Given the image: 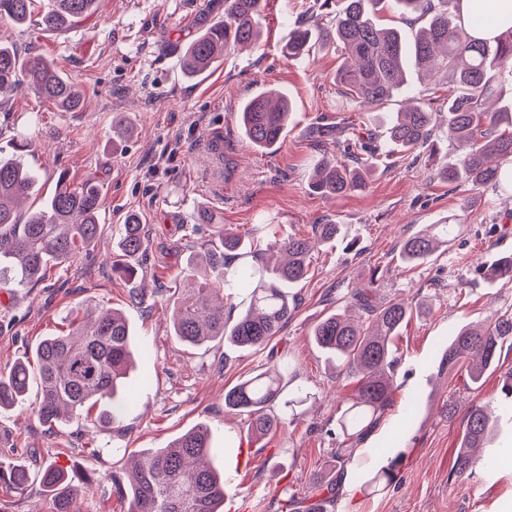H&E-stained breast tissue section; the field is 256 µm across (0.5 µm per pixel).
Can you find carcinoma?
Returning <instances> with one entry per match:
<instances>
[{"label":"carcinoma","instance_id":"cac0c4a2","mask_svg":"<svg viewBox=\"0 0 512 512\" xmlns=\"http://www.w3.org/2000/svg\"><path fill=\"white\" fill-rule=\"evenodd\" d=\"M36 0H0V18L25 24L35 12ZM267 0H224V19L214 23L180 50V69L193 79L210 72L232 51L257 48ZM402 14L424 20L412 37L395 27L381 24L387 0H336V13L324 9L329 0H316L317 10L291 33L282 52L288 59L309 54L311 27L326 23L330 41L345 50V63L337 80L359 103L376 106L405 89L406 67L427 76L452 78L454 93L448 95L444 122L446 139L455 149V159H442L437 178L460 188L466 184L505 190L512 173L491 164V158L512 159V107L497 112L485 109L494 86L488 72L496 71L501 83H512V28L492 41L472 38L457 14L458 0H393ZM97 0H48L40 14L45 31L69 27L95 12ZM26 81L39 98L63 112L77 110L80 88L50 61L42 58L20 61L9 39L0 37V101L9 98ZM291 105L288 96L273 98L265 92L249 96L238 109V123L245 139L259 150H274L288 127ZM440 113L426 109L417 98L392 117L386 128L388 141L398 152L422 151L438 155L435 143ZM336 129V147H351L349 158H322L315 164L313 191L324 196H343L367 191L372 175L370 160L377 148L362 134L356 140L341 138ZM39 192L37 175L21 161L0 157V282L24 286L48 276L49 266L65 263L80 250L94 244L100 235L102 191L96 184L74 185L58 176L53 193L27 212L17 202ZM211 247L192 253L183 274L191 282L189 297L169 303L170 325L182 343L200 347L222 341L237 349L256 350L266 346L288 323L296 309L290 288L306 278L312 263L313 246L297 236L273 238L265 248L261 240L247 241L224 224L212 225ZM340 231L337 224H316L313 233L328 243ZM452 224H430L402 246V258L424 264L453 240ZM147 242L135 214L127 217L118 242L121 259L112 271L130 279L137 274L134 260L145 252ZM251 259L237 274L239 286L249 290L247 305L236 318L224 316V302L232 299L230 265ZM493 281L512 283V257L490 268ZM378 280L372 278L346 294V301L362 312L354 322L341 311L322 318L312 331L315 347L346 379H353L350 396L336 408V439L343 447L334 451L336 462L351 455L348 445L374 428L393 402L396 362L392 343L416 312H429L424 301L383 299ZM512 339V314H503L481 328L461 329L448 345L443 365L452 372L468 364L471 389L477 390L489 371L497 369L501 348ZM133 361L131 331L123 313L114 309L77 307L70 313L68 333L44 338L35 350L41 396L36 409L40 423L51 426L67 418L83 419L96 429L118 423L125 410L120 398ZM291 374L285 359L240 381L224 393V409L246 416L247 434L259 440L276 431L291 415L274 413ZM32 376L29 359L14 363L0 375V408L23 402ZM500 406L512 413V369L500 376ZM95 418L90 410L99 403ZM498 422L491 419L487 404H475L467 412L453 476L461 478L483 459L474 450L494 442ZM210 437L204 426L191 429L168 448H155L134 457L131 467L112 471V493L130 501V512H219L224 503V482L210 466ZM397 478L391 462L367 474L366 486L385 490ZM28 472L0 464V488L7 493L23 490ZM40 482L52 494L55 512H76L83 486L53 465L40 470Z\"/></svg>","mask_w":512,"mask_h":512}]
</instances>
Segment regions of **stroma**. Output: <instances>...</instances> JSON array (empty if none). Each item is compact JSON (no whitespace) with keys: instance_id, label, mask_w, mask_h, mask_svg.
Segmentation results:
<instances>
[{"instance_id":"obj_1","label":"stroma","mask_w":512,"mask_h":512,"mask_svg":"<svg viewBox=\"0 0 512 512\" xmlns=\"http://www.w3.org/2000/svg\"><path fill=\"white\" fill-rule=\"evenodd\" d=\"M313 4L268 0L260 48L225 56L197 79L182 75L175 47L222 19L224 0H98L94 14L61 32L0 19V36L13 41L20 59L53 62L84 92L81 110L61 112L19 89L0 104V156H15L16 145H23V161L39 177L30 205L50 195L62 173L105 192L93 247L54 266L43 282L0 283L6 298L0 303V374L31 356L44 338L66 332V317L79 302L125 311L133 331L129 386L135 395L114 428L99 431L82 420L44 426L35 413V381L22 407L0 410V462L81 472L89 484L79 512H129L128 501L111 491L118 449L137 455L164 448L200 424L211 431L214 465L228 484L224 512H286L289 496L315 502L318 487L335 475L341 482L328 512H512V423L500 428L490 468L468 479L448 476L469 408L498 402L500 374L512 368V344L503 346L498 371L486 374L476 391L465 370L442 366L462 327L512 312V284L489 281L479 271L512 255V195L454 189L435 177L426 156L406 153L382 159L367 192L314 193L312 161L336 148L316 146L307 130L354 122L371 129L379 149H386V119L406 96L374 107L358 104L336 81L342 51L319 35L309 55L285 59L282 46ZM266 90L283 91L293 105L284 139L270 153L252 148L237 124L240 102ZM121 124L131 137L117 136ZM218 127L224 138L216 153L209 139ZM203 212L209 223L200 222ZM131 214L147 239L139 259L144 274L132 280L112 271ZM451 218L459 235L446 254L419 266L401 260L406 238ZM216 224L249 237L263 224L306 237L317 224L341 227L340 236L315 253L308 277L295 287L294 314L263 349L218 341L189 347L170 327L166 300L183 286L188 254L207 243ZM373 274L381 296L419 295L431 299L433 310L413 315L401 329L393 403L339 473L330 431L344 386L311 331L335 311L337 291H351ZM134 289L142 307L129 302ZM285 355L295 373L284 398L300 388L309 399L297 422L253 441L242 434L239 417L225 412L224 392ZM394 458L396 483L379 493L367 489L361 473Z\"/></svg>"}]
</instances>
